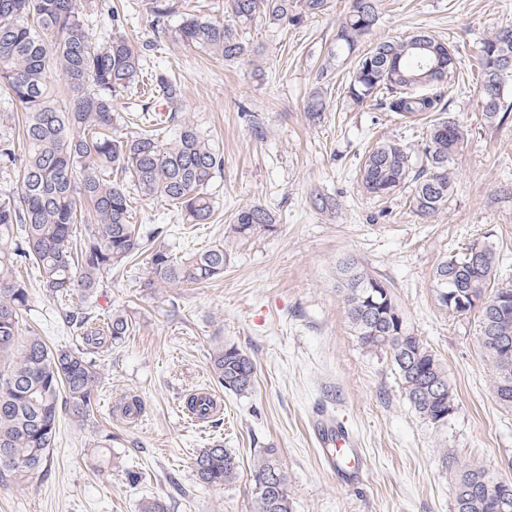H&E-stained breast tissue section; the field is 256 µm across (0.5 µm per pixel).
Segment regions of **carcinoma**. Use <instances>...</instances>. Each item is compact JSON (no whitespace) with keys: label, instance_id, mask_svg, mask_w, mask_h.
I'll return each mask as SVG.
<instances>
[{"label":"carcinoma","instance_id":"carcinoma-1","mask_svg":"<svg viewBox=\"0 0 512 512\" xmlns=\"http://www.w3.org/2000/svg\"><path fill=\"white\" fill-rule=\"evenodd\" d=\"M81 0H0V86L24 109L22 132L27 151L17 155L10 136L0 138V163L19 165L16 194L0 199V480L24 481L44 471L61 415L76 423L91 419L102 377L93 355L122 342L132 323L120 313L102 318L69 311L67 323L79 339L75 348H50L42 337L23 336L20 318L29 289L18 269L36 270L39 287L61 300L81 294L97 298L112 272L124 271L145 252L149 236L130 222L125 180L148 198L180 211L191 224H208L216 208L210 190L224 156L196 127L179 119L181 91L160 69L147 67L145 53L120 31V14L112 7V33L98 40L82 31ZM326 0H225L233 18L190 15L173 30V41L233 62L254 54L238 37L242 27L262 13L274 25L297 26L325 9ZM378 20L376 0H349L336 31V59L355 56L348 94L356 105L375 101L405 120L436 115L428 127L421 160L396 140H381L368 151L361 168L366 193L388 198L411 187L415 211L431 217L454 194L449 165L467 141L469 130L448 115L445 90L461 60L432 34L420 31L400 40L376 43L361 54L358 44ZM328 69L306 104L311 123L324 119L323 87ZM64 84L57 97L54 79ZM151 86L172 105L161 119L131 139L112 135L115 123H135L149 114L143 103L134 112H114V102ZM512 81V27L498 28L482 42L477 88L486 123L501 120L504 91ZM179 124L170 139L158 125ZM85 225L79 235L78 225ZM275 217L262 206L241 209L233 237L248 239L275 231ZM230 261L224 246L214 245L176 256L165 249L150 254L148 289L161 285L192 287L224 275ZM500 254L485 239H475L443 258L433 273L438 305L450 315L478 314L479 338L493 368L499 404L512 409V286L493 287ZM337 291L362 345L384 354L401 380L405 398L424 418L448 424L455 394L448 372L435 352L417 336L403 316L387 283L353 259L339 265ZM211 374L225 390L252 391L253 359L234 344L213 348ZM189 411L209 419L214 403L195 394ZM237 458L221 445L203 448L194 458L198 480L219 489L236 478ZM258 512H292L288 480L273 449L254 465ZM454 512H512V480L481 467L460 471Z\"/></svg>","mask_w":512,"mask_h":512}]
</instances>
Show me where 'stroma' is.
<instances>
[{
	"label": "stroma",
	"mask_w": 512,
	"mask_h": 512,
	"mask_svg": "<svg viewBox=\"0 0 512 512\" xmlns=\"http://www.w3.org/2000/svg\"><path fill=\"white\" fill-rule=\"evenodd\" d=\"M348 4L328 0L298 27L256 16L240 32L259 52L254 62H227L163 38L144 0L84 6L83 30L94 37L110 30L108 7L121 9L128 39L180 84L183 118L224 154L213 183L214 223H182L170 207L134 191L133 223L147 232L164 227L150 248L181 255L220 244L230 261L223 277L191 288L143 290V258L105 278L94 313L126 314L133 330L96 358L102 384L94 417L84 425L61 419L46 471L19 484L0 482V512H140L146 498L162 499L168 512H257L252 472L269 448L287 475L292 512H453L464 466L512 479V410L495 397L478 319L448 315L432 288L437 264L478 237L503 256L497 282L512 284V84L497 125L484 122L476 85L478 47L497 27L512 25V0H377L378 23L361 43L366 49L424 29L466 61L447 98L471 134L450 164L455 194L431 218L410 206L409 189L378 200L364 194L359 179L372 143L392 139L420 151L425 122L352 104L344 66L331 73L324 120L305 117ZM318 194L334 208L314 207ZM256 204L273 212L275 232L233 238L234 213ZM348 257L387 282L412 329L446 367L456 393L447 425L418 414L389 359L354 335L336 290L338 265ZM27 286L22 335L75 346L63 312L83 309V299L62 305L35 280ZM218 343L251 356V392L215 384L210 352ZM192 392L214 396L220 412L194 418L184 407ZM129 396L143 405L133 420L119 412ZM322 406L345 422L366 457L357 482H336L320 465L310 420ZM107 435L111 460L98 472L94 448ZM215 442L239 461L236 479L221 489L201 484L193 468L199 449ZM131 469L141 474L138 484L126 480Z\"/></svg>",
	"instance_id": "obj_1"
}]
</instances>
